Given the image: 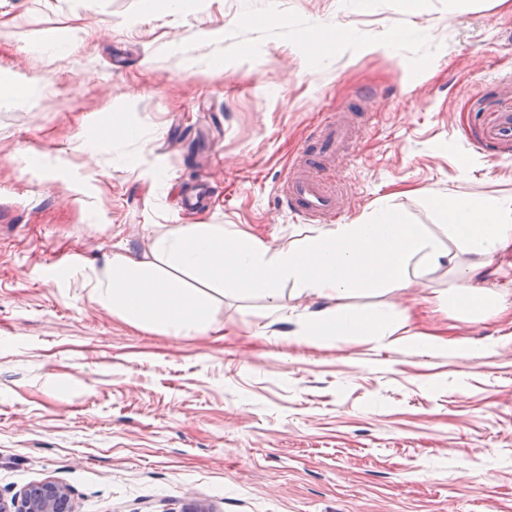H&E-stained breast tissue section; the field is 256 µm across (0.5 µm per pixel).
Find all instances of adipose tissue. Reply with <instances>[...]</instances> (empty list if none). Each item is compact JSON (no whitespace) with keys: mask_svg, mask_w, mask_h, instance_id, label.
Here are the masks:
<instances>
[{"mask_svg":"<svg viewBox=\"0 0 512 512\" xmlns=\"http://www.w3.org/2000/svg\"><path fill=\"white\" fill-rule=\"evenodd\" d=\"M450 237L472 256L449 290L464 306L482 305L493 317L512 310L505 295L479 285V272L512 248V198L445 197L440 205ZM454 261L417 224L379 206L363 224H339L272 249L220 224H179L157 234L148 254L115 252L83 269V285L100 309L143 330L171 336L214 332L217 294L232 289L276 300L283 284L299 294L336 299L333 308L311 313L299 333L311 341L343 336H391L397 310L343 306L351 292L378 293L406 287L413 259Z\"/></svg>","mask_w":512,"mask_h":512,"instance_id":"obj_1","label":"adipose tissue"}]
</instances>
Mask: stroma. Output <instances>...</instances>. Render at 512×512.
Listing matches in <instances>:
<instances>
[{
	"mask_svg": "<svg viewBox=\"0 0 512 512\" xmlns=\"http://www.w3.org/2000/svg\"><path fill=\"white\" fill-rule=\"evenodd\" d=\"M321 24L347 39L315 57ZM75 26L88 46L40 51ZM30 79L0 98V498L52 479L78 512H512V315L458 306L447 264L346 298L402 310L399 341L289 340L326 301L288 284L225 292L216 333L176 338L99 310L81 276L159 224L274 248L383 201L453 248L440 198L512 197V141L486 137L512 114V0H0V84ZM113 112L141 139L78 150ZM342 113L340 212L302 217L284 176Z\"/></svg>",
	"mask_w": 512,
	"mask_h": 512,
	"instance_id": "35a3bbf8",
	"label": "stroma"
}]
</instances>
